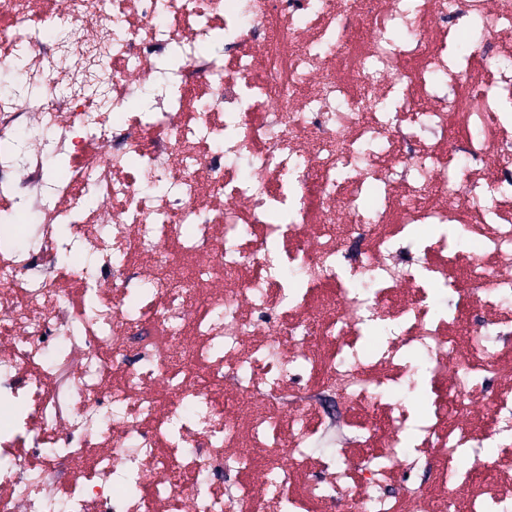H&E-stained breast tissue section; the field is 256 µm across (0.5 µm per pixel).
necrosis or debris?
<instances>
[{
	"label": "necrosis or debris",
	"mask_w": 512,
	"mask_h": 512,
	"mask_svg": "<svg viewBox=\"0 0 512 512\" xmlns=\"http://www.w3.org/2000/svg\"><path fill=\"white\" fill-rule=\"evenodd\" d=\"M18 69L0 512H512V0H0Z\"/></svg>",
	"instance_id": "necrosis-or-debris-1"
}]
</instances>
